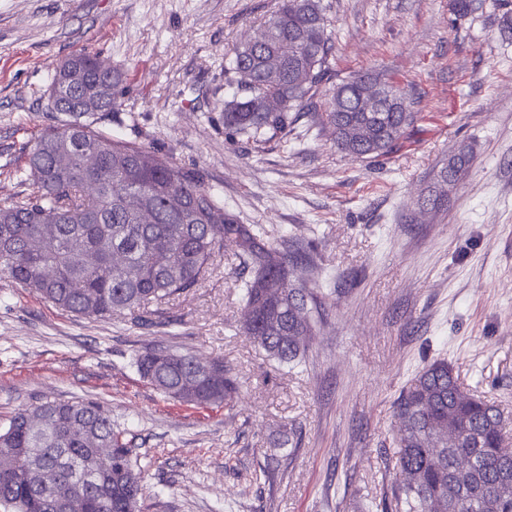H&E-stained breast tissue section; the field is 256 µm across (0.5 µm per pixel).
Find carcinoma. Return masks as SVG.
Segmentation results:
<instances>
[{
    "mask_svg": "<svg viewBox=\"0 0 512 512\" xmlns=\"http://www.w3.org/2000/svg\"><path fill=\"white\" fill-rule=\"evenodd\" d=\"M331 39L320 0H280L255 35L231 51L238 95L224 103V135L255 144L288 134L330 76ZM122 75L81 49L60 64L48 107L63 115L29 150L32 193L0 205V273L59 309L86 319L129 315L143 326L175 296L200 286L224 250L250 269L241 281L242 332L271 357L291 363L314 330L319 298L305 273L309 255L241 224L199 173L114 137L99 124L121 105ZM382 107H360L362 88ZM336 147L358 158L389 154L415 120L391 82L369 73L331 91L325 112ZM460 153L440 171L456 180ZM131 366L165 398L186 405L233 406L239 382L220 358L153 345ZM394 499L407 512H512V447L497 408L465 392L444 360L426 365L399 396ZM112 449L106 478L96 449ZM0 512H46L61 495L85 512H141L143 485L135 437L93 400L45 402L18 410L0 429ZM55 481L31 486L28 471Z\"/></svg>",
    "mask_w": 512,
    "mask_h": 512,
    "instance_id": "carcinoma-1",
    "label": "carcinoma"
}]
</instances>
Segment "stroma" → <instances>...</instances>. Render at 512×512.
I'll list each match as a JSON object with an SVG mask.
<instances>
[{"mask_svg":"<svg viewBox=\"0 0 512 512\" xmlns=\"http://www.w3.org/2000/svg\"><path fill=\"white\" fill-rule=\"evenodd\" d=\"M333 68L399 86L416 120L388 155L336 148L322 118L254 148L224 138L228 51L278 0H0V204L28 194L44 92L75 50L125 75L104 127L199 170L224 206L312 259L322 306L302 362L239 330L232 253L151 324L67 314L0 278V428L22 407L97 398L136 435L142 512H365L391 493L394 401L430 361L494 404L512 441V0H322ZM469 149L458 181L439 174ZM153 344L219 357L232 408L164 400L131 358Z\"/></svg>","mask_w":512,"mask_h":512,"instance_id":"35a3bbf8","label":"stroma"}]
</instances>
